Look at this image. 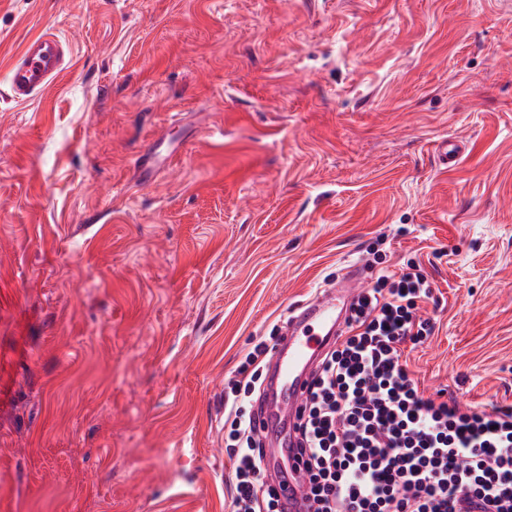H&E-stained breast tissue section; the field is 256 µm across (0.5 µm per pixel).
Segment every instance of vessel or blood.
Instances as JSON below:
<instances>
[{"label": "vessel or blood", "mask_w": 512, "mask_h": 512, "mask_svg": "<svg viewBox=\"0 0 512 512\" xmlns=\"http://www.w3.org/2000/svg\"><path fill=\"white\" fill-rule=\"evenodd\" d=\"M65 64V50L49 35L29 40L5 72V83L17 103L35 100L59 75ZM364 284L358 268H347L336 288L317 292L303 302L302 311L288 321V328L277 353L270 380V395L264 415V431L273 440L270 462L292 457L291 441L298 410L305 395L304 386L315 365L314 344L329 345L345 327L342 302L354 300ZM302 468L289 466L280 493L289 501V512H301L299 497Z\"/></svg>", "instance_id": "1"}]
</instances>
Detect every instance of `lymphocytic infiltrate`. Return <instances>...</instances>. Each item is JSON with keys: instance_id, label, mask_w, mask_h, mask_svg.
<instances>
[{"instance_id": "obj_1", "label": "lymphocytic infiltrate", "mask_w": 512, "mask_h": 512, "mask_svg": "<svg viewBox=\"0 0 512 512\" xmlns=\"http://www.w3.org/2000/svg\"><path fill=\"white\" fill-rule=\"evenodd\" d=\"M432 298L418 262L383 270L317 364L299 410L306 512H512V404L423 396L403 358L433 332ZM269 352L254 342L224 396L232 512H287L255 424Z\"/></svg>"}]
</instances>
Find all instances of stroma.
I'll use <instances>...</instances> for the list:
<instances>
[{"instance_id": "1", "label": "stroma", "mask_w": 512, "mask_h": 512, "mask_svg": "<svg viewBox=\"0 0 512 512\" xmlns=\"http://www.w3.org/2000/svg\"><path fill=\"white\" fill-rule=\"evenodd\" d=\"M47 30L0 84V512H231L225 378L382 235L420 389L512 403V0H0V73ZM65 64V50L49 35L29 40L5 72V83L17 103L35 100L59 75Z\"/></svg>"}]
</instances>
